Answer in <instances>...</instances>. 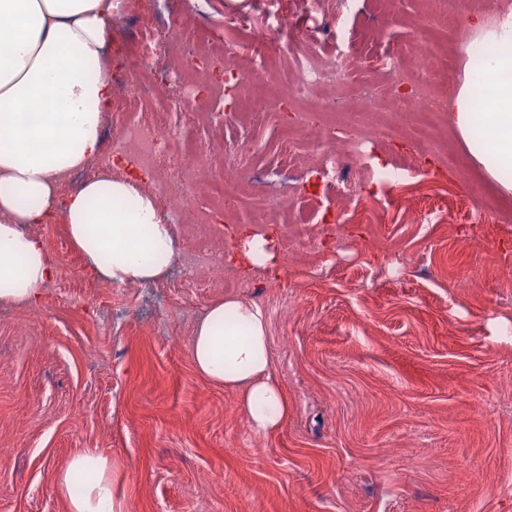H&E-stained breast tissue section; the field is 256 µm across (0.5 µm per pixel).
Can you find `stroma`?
<instances>
[{
  "instance_id": "obj_1",
  "label": "stroma",
  "mask_w": 512,
  "mask_h": 512,
  "mask_svg": "<svg viewBox=\"0 0 512 512\" xmlns=\"http://www.w3.org/2000/svg\"><path fill=\"white\" fill-rule=\"evenodd\" d=\"M315 61L332 50L315 18L336 0H267ZM432 0H353L345 38L352 80L368 86L372 52L411 49ZM253 0H213L199 17L182 0L178 23L224 37V17ZM326 126L377 127L373 156L415 157L413 179L343 200L316 178L300 146L281 168L293 117L249 128L202 129L212 160L254 178L224 219L254 231L276 194L314 204L307 226L319 259L295 256L278 278L229 267L214 288L115 287L84 268L63 224L37 232L56 267L41 319L0 307V512H68L55 476L93 448L117 464L125 512H512V196L469 160L452 125L418 144L416 121L391 102L327 116ZM452 150L461 170L442 166ZM488 202L481 224L466 216ZM438 219L417 224L415 213ZM341 226L335 243L327 225ZM235 292L267 312L274 368L292 404L275 435L255 434L235 397L197 376L190 359L205 306Z\"/></svg>"
}]
</instances>
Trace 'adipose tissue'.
<instances>
[{
  "label": "adipose tissue",
  "instance_id": "adipose-tissue-1",
  "mask_svg": "<svg viewBox=\"0 0 512 512\" xmlns=\"http://www.w3.org/2000/svg\"><path fill=\"white\" fill-rule=\"evenodd\" d=\"M121 0H0V306H35L55 269L31 224L61 217L85 269L117 287L167 276L178 257L176 227L136 179L101 170L62 196L64 178L103 148L112 109L107 51ZM463 80L448 103L470 157L512 194V11L470 26ZM243 272L274 276L280 255L264 234L238 238ZM191 362L232 393L250 428L267 436L291 413L271 352L269 323L254 301L230 293L196 322ZM114 463L94 449L56 476L69 512H123Z\"/></svg>",
  "mask_w": 512,
  "mask_h": 512
}]
</instances>
